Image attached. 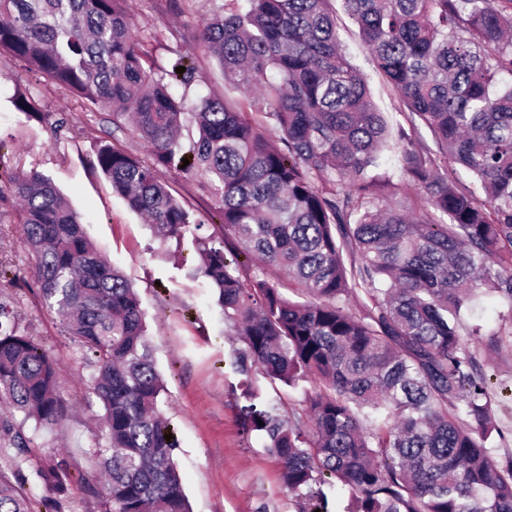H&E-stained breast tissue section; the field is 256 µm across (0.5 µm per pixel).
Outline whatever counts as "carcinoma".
I'll list each match as a JSON object with an SVG mask.
<instances>
[{"label":"carcinoma","instance_id":"obj_1","mask_svg":"<svg viewBox=\"0 0 512 512\" xmlns=\"http://www.w3.org/2000/svg\"><path fill=\"white\" fill-rule=\"evenodd\" d=\"M333 2L225 0L205 22L202 46L224 81L257 90L276 143L246 100L175 97L170 83L191 84L194 53L175 52L159 74L146 69L124 0H0V52L151 145L147 164L101 144L95 166L163 238L180 243L202 224L158 170L185 158L184 172L207 178L217 223L192 238L196 273L242 338L237 371L260 368L288 387L315 381L286 419L256 409L258 390L242 382L245 429L264 435L301 494L298 512H328L326 489L337 484L348 512H512V460L487 450L494 408L460 333L479 294L512 300V81H502L512 76V0H343L402 103L394 129L341 47ZM16 107L43 117L33 99ZM188 122L198 137L185 144ZM392 138L400 184L372 173ZM5 193L21 202L31 287L93 367L105 512H190L137 293L49 177L33 169ZM242 254L284 271L301 300L277 279L244 275ZM353 296L354 311L344 304ZM59 371L0 300V402L12 409L0 414V458L19 471L34 442L26 422L37 431L68 415ZM34 474L64 491V461ZM0 512H33L2 473Z\"/></svg>","mask_w":512,"mask_h":512}]
</instances>
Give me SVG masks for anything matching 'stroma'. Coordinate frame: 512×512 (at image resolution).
<instances>
[{
    "label": "stroma",
    "mask_w": 512,
    "mask_h": 512,
    "mask_svg": "<svg viewBox=\"0 0 512 512\" xmlns=\"http://www.w3.org/2000/svg\"><path fill=\"white\" fill-rule=\"evenodd\" d=\"M126 11L141 40L145 68L161 71L172 49L193 51L197 71L190 87H173L174 95L196 100L206 95L242 99V91L225 83L215 59L198 46L205 19L216 0H126ZM343 49L364 75L371 100L388 123H395L400 101L364 48L359 28L337 9ZM38 101L44 121L29 119L14 106L17 95ZM108 141L151 161L147 143L132 132L115 129L108 109L59 89L21 61L0 54V181L30 169L49 175L79 214L89 239L136 289L153 347L157 370L164 379L163 410L177 443L174 457L192 512H296L280 464L258 433H244L246 404L239 389L234 360L242 342L216 305L215 291L204 277H192L198 255L191 240L183 244L155 237L144 219L112 191L110 181L94 167L95 153ZM159 175L174 195L190 204L203 220L201 235L211 231L206 219L214 199L202 177L175 170ZM18 203L0 196V265L16 273V285L0 281V293L12 296L21 326L54 355L60 366V393L71 405L59 427L38 431L22 478L40 500L41 512H53L55 501L79 512H104L105 489L96 450L104 444L102 409L90 392L92 368L83 350L53 312L27 288L33 258L16 219ZM467 325L481 334L472 344L494 401L499 439L488 446L498 461L512 459V304L483 294ZM262 396L258 406L279 415L304 406L309 381L292 388L270 383L261 369L250 373ZM66 463L67 493L58 496L39 481L34 470L49 460Z\"/></svg>",
    "instance_id": "1"
}]
</instances>
